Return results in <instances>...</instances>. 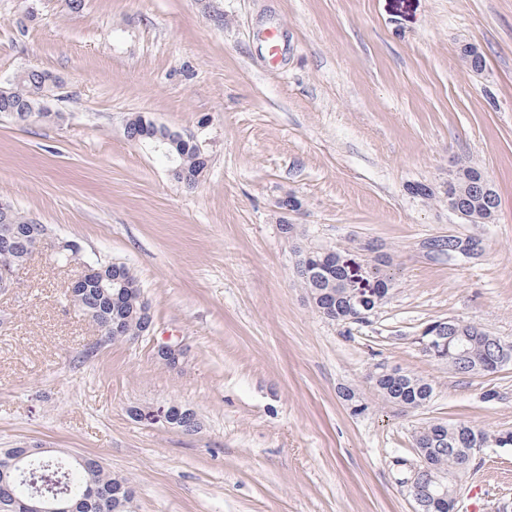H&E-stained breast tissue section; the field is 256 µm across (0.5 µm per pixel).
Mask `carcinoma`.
<instances>
[{"label": "carcinoma", "instance_id": "carcinoma-1", "mask_svg": "<svg viewBox=\"0 0 512 512\" xmlns=\"http://www.w3.org/2000/svg\"><path fill=\"white\" fill-rule=\"evenodd\" d=\"M49 89L42 87L36 80L22 75L17 76L13 84L0 88V113H18L29 105L37 108L44 102ZM149 120L141 115L129 118L128 137L144 136L145 124ZM167 153L175 163L174 180L187 189L194 188L208 166L205 155L195 151L193 146L177 142L165 143ZM485 173L478 167L466 162L455 163L454 176L446 190L448 202L460 204V219L468 224H487L494 219L498 206V194L493 184L483 187ZM8 225L15 232L17 242L8 247H0V269L16 270L29 258L27 248L37 224L18 211L8 218ZM390 264V258L372 259L370 272L379 281L383 293L380 302H385L391 290V279L384 273V267ZM102 276L112 279L113 288L103 295L97 288L69 300L78 311L91 315L95 323L106 336L108 342H127L147 334L146 326L153 320L152 306L145 296L144 289L131 271L122 262H94ZM299 278L310 294L317 311L327 320L347 323L352 314L348 301V288L345 274L336 265V250L314 247L302 254L299 260ZM121 324L119 334H112L113 322ZM466 359L469 368L464 374L496 372V351L486 342L470 343ZM375 387L382 398L396 404L430 401L434 387L431 382L416 375L405 373L401 379L374 377ZM504 432L477 429L467 424L448 426L444 436L437 437L434 425L419 428L414 435L415 447L423 448L432 454L437 472L450 477L458 466L455 454L458 448H511L512 441H503ZM36 473H57L62 479L65 495L74 499V512H133L136 499L134 482L123 475L114 474L106 469L93 456H83L64 462L51 456L28 454L24 448L0 449V497L10 493L21 494L28 491V475Z\"/></svg>", "mask_w": 512, "mask_h": 512}]
</instances>
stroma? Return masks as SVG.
Returning a JSON list of instances; mask_svg holds the SVG:
<instances>
[{
	"mask_svg": "<svg viewBox=\"0 0 512 512\" xmlns=\"http://www.w3.org/2000/svg\"><path fill=\"white\" fill-rule=\"evenodd\" d=\"M28 69L63 79L61 118L0 115V199L82 253L36 252L0 291V448L96 456L135 481V512H415L418 428L512 431V364L461 375L416 342L442 319L512 340V0H0V85ZM134 114L202 142L194 189L127 138ZM454 159L494 183L491 223L409 192L447 188ZM289 192L301 208L285 215ZM448 235L481 239L482 256L429 252ZM370 243L393 258L389 299L363 324L323 319L301 252L365 268ZM96 260L129 266L154 327L93 352L64 289ZM390 369L432 382L431 401L384 403L371 379ZM174 401L195 432L128 414ZM456 483V512L477 485L483 512H512V448L484 449Z\"/></svg>",
	"mask_w": 512,
	"mask_h": 512,
	"instance_id": "35a3bbf8",
	"label": "stroma"
}]
</instances>
